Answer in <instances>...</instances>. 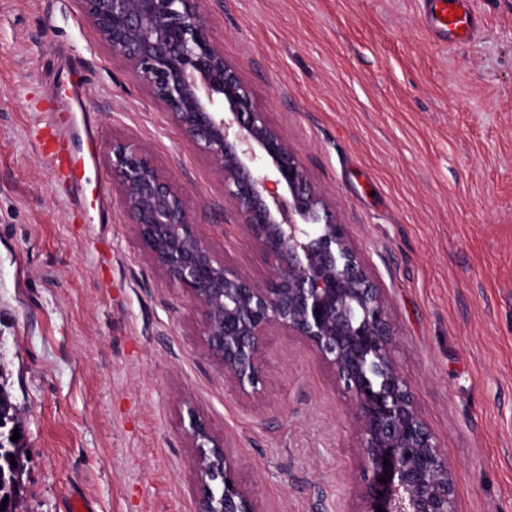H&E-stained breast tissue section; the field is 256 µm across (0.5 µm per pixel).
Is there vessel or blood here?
Here are the masks:
<instances>
[{"label": "vessel or blood", "mask_w": 512, "mask_h": 512, "mask_svg": "<svg viewBox=\"0 0 512 512\" xmlns=\"http://www.w3.org/2000/svg\"><path fill=\"white\" fill-rule=\"evenodd\" d=\"M424 20L428 33L453 42L469 39L479 22L466 6V0H424ZM58 104L51 111L41 113L39 125L49 132L50 145L40 146L39 151L48 164L61 171L67 192V203L80 206L83 188L73 178L81 159L74 153L71 143L72 111H80L81 124L86 140H93L98 132L91 112L86 109L90 96V82L84 74V61L78 47L72 46L59 52L55 70L49 74Z\"/></svg>", "instance_id": "1"}]
</instances>
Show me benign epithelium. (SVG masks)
Masks as SVG:
<instances>
[{
  "label": "benign epithelium",
  "mask_w": 512,
  "mask_h": 512,
  "mask_svg": "<svg viewBox=\"0 0 512 512\" xmlns=\"http://www.w3.org/2000/svg\"><path fill=\"white\" fill-rule=\"evenodd\" d=\"M111 54L168 112L208 160L238 226L269 264L257 282L208 245L177 181L148 148L112 141L119 204L155 267L186 292L208 357L240 394H261L270 336L307 344L351 397L356 448L371 477L357 487L363 512H456L448 459L393 358L396 331L384 289L346 225L282 134L253 100L209 33L199 0H83ZM196 512H260L224 441L187 406ZM389 464H384V461ZM221 477V498L212 480ZM388 477L382 482L380 478Z\"/></svg>",
  "instance_id": "1"
}]
</instances>
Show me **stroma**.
<instances>
[{"label":"stroma","mask_w":512,"mask_h":512,"mask_svg":"<svg viewBox=\"0 0 512 512\" xmlns=\"http://www.w3.org/2000/svg\"><path fill=\"white\" fill-rule=\"evenodd\" d=\"M478 34L424 32L419 0H202L211 36L388 297L394 359L448 457L458 512H512V0ZM81 46L99 126L71 211L34 143L57 50ZM149 149L211 249L265 281L209 162L82 0H0V391L22 424L18 512H195L192 403L263 512H359L350 398L308 346H266L265 386L224 382L183 288L112 185L113 139Z\"/></svg>","instance_id":"obj_1"}]
</instances>
